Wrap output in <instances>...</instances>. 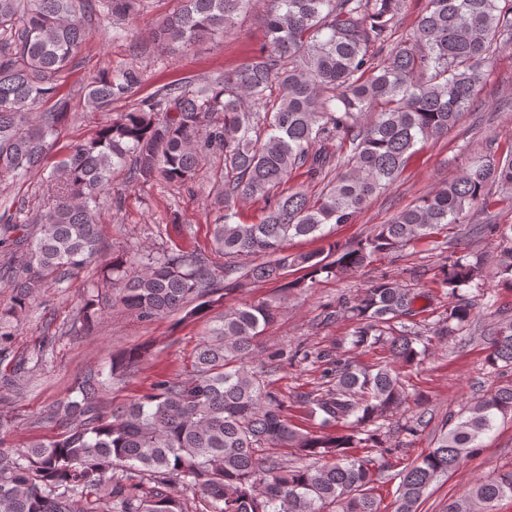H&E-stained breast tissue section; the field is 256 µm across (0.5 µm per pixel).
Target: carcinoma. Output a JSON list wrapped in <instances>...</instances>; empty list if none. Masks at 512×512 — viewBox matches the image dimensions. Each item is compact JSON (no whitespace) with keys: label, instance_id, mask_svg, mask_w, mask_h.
I'll return each mask as SVG.
<instances>
[{"label":"carcinoma","instance_id":"obj_1","mask_svg":"<svg viewBox=\"0 0 512 512\" xmlns=\"http://www.w3.org/2000/svg\"><path fill=\"white\" fill-rule=\"evenodd\" d=\"M140 0H107L115 25ZM257 0H181L152 30L160 51L228 33ZM268 42L237 69L190 88L166 84L69 148L59 162L62 181L36 230L17 234L16 215L0 217L3 264L12 269L10 303L0 322H17L49 280L79 274L98 255L99 197L117 168L132 165L145 184L190 183L207 159L224 160L213 225L215 250L231 262L219 275L193 253L148 254L134 275L112 260L115 303L144 321L207 309L249 282L279 281L292 267L315 284L321 275L348 277L378 256L468 223L487 208L496 185L512 201V153L487 152L460 175L418 198L353 244L326 252L288 253L296 237H317L328 224H349L377 193L399 177L415 146L448 134L477 98L484 66L512 43V0H425L412 30L395 38L405 0H266ZM93 0H0V178L41 166L50 139L68 117L59 84L92 37ZM142 73L128 67L100 72L86 86L87 103L102 109L134 96ZM299 169L327 180L310 198L282 191ZM264 201L259 223L236 221L238 205ZM498 241L495 278L512 289V224H481ZM261 255L258 264L241 258ZM479 256H448L440 270L448 308L433 327L441 341L472 323L465 288L485 284ZM416 295L382 277L361 294L342 296L324 324L346 319L350 344L388 348L390 361L361 367L322 350L321 387L305 396L316 434L291 425L278 393L250 366L259 338L278 306H232L198 344L186 379L153 383L145 395L112 411L100 390L135 372L145 351L112 355L108 371L91 370L78 397L46 416L62 431L24 448H0V512H187L175 487L200 493L206 512H380L377 474L354 448H377L378 421L407 400L401 370L419 363L420 331L411 324ZM99 300L79 310L91 330ZM493 375L512 368V317L485 337ZM512 417V380L494 386L440 428L434 447L406 463L393 512H419L429 488L481 447L500 418ZM292 447L306 463L274 455ZM512 499V471L477 480L447 512H494Z\"/></svg>","mask_w":512,"mask_h":512}]
</instances>
